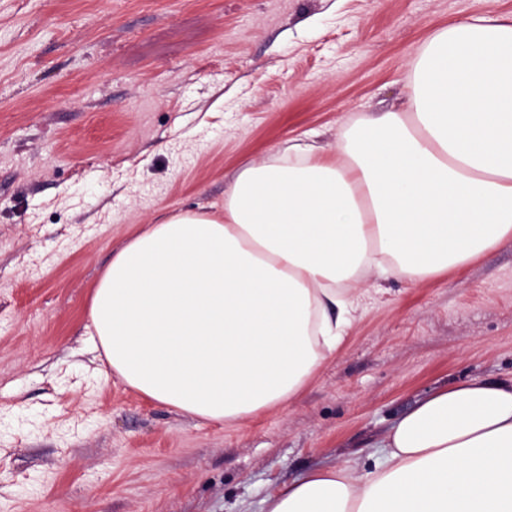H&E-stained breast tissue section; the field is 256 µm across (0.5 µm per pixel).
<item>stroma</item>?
<instances>
[{
    "mask_svg": "<svg viewBox=\"0 0 512 512\" xmlns=\"http://www.w3.org/2000/svg\"><path fill=\"white\" fill-rule=\"evenodd\" d=\"M512 0H0V512H261L431 391L512 376V239L369 282L300 393L234 426L144 398L89 344L144 225L391 110L442 27Z\"/></svg>",
    "mask_w": 512,
    "mask_h": 512,
    "instance_id": "obj_1",
    "label": "stroma"
}]
</instances>
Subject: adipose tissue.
I'll return each mask as SVG.
<instances>
[{
  "mask_svg": "<svg viewBox=\"0 0 512 512\" xmlns=\"http://www.w3.org/2000/svg\"><path fill=\"white\" fill-rule=\"evenodd\" d=\"M404 95L335 153L249 163L223 212L171 214L117 251L88 310L113 373L234 425L302 390L371 278L422 282L512 238V16L440 29ZM383 448L362 472L282 486L265 512H512V377L436 390Z\"/></svg>",
  "mask_w": 512,
  "mask_h": 512,
  "instance_id": "adipose-tissue-1",
  "label": "adipose tissue"
}]
</instances>
